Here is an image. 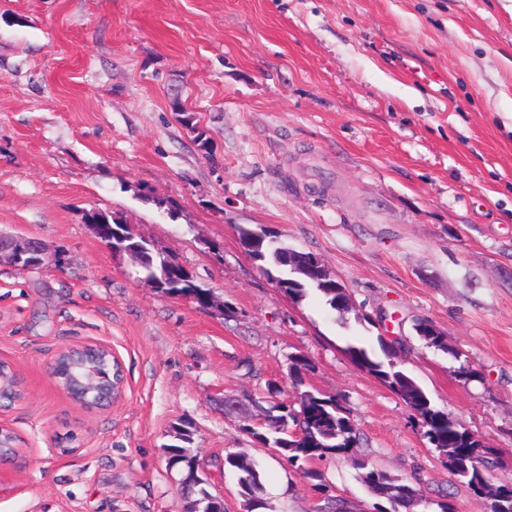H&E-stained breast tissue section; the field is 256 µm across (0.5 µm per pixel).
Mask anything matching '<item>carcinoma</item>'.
<instances>
[{
  "label": "carcinoma",
  "instance_id": "1",
  "mask_svg": "<svg viewBox=\"0 0 512 512\" xmlns=\"http://www.w3.org/2000/svg\"><path fill=\"white\" fill-rule=\"evenodd\" d=\"M83 223L110 225L115 245L143 258L141 271L160 282L164 295L184 297L195 293L192 285L196 281L170 280L163 256L154 252L147 240L136 234L123 216L99 210L83 214ZM237 233L245 251L254 260L261 262L260 269L267 278L295 301L300 302L313 294L324 300L341 318L349 311V308L339 305L337 289L331 287L329 278L307 265L305 258L309 254L299 253L297 262L290 266L279 252L284 244L269 231L239 225ZM416 333L426 347L442 351L456 360L460 359L459 354L448 346L443 333L431 321L419 320ZM377 344L375 348L352 339L346 342L344 352L358 369L376 377L418 413L420 421L433 431L437 439L435 450L450 457L457 456L456 467L451 469V473L471 492H476L477 486L490 475L493 467L490 459L492 450L484 447L479 451V458L472 459L471 452L477 443L465 434L450 430L448 415L433 404L425 390L410 375L392 362V358L399 352L394 344L386 342L382 337L378 338ZM314 368L308 356L302 353L294 355V363L288 365L294 403L283 400L280 402L281 413L264 423H245L240 426V430L259 443L278 444L279 458L298 471L318 494V503L313 506L314 512H350L346 501L330 494L327 475L312 467L311 462L341 454L347 448L357 446L359 433L344 399L326 395L307 385V375ZM114 373L115 361L108 350L87 347L71 359L60 360L57 382L64 387L74 386L80 381L90 382L96 391L108 393L112 391ZM15 386L10 368L0 362V387L3 388L5 402L8 404L17 398ZM280 394L279 388L269 386L267 393L261 396L243 393L241 397L252 401L260 416L270 409L271 400L279 398ZM194 442L195 432L176 433L174 442L167 446L168 461L184 471L201 464V460L188 455ZM19 443L20 438L13 432L0 436V456L18 453ZM222 467L239 475L245 484L241 493L251 503L252 512L266 508L262 496L261 472L255 459L241 451L227 450ZM374 475L389 488L398 489L407 484V479L391 475L372 461L365 467H359V477L364 485H369Z\"/></svg>",
  "mask_w": 512,
  "mask_h": 512
}]
</instances>
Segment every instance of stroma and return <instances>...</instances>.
I'll return each mask as SVG.
<instances>
[{
  "label": "stroma",
  "instance_id": "1",
  "mask_svg": "<svg viewBox=\"0 0 512 512\" xmlns=\"http://www.w3.org/2000/svg\"><path fill=\"white\" fill-rule=\"evenodd\" d=\"M176 94L208 151L176 120ZM91 208L175 254L223 313L144 283L84 224ZM239 224L320 258L381 325L294 303ZM0 232L59 259L0 266V362L24 391L0 409L23 440L0 464V512H186L164 456L184 420L224 512H242L215 464L229 448L259 462L268 512H312L316 493L221 403L288 387L298 352L316 365L309 385L345 395L359 454L484 512L411 409L344 354L381 334L512 481V0H0ZM420 319L479 380L418 340ZM78 345L121 366L108 408L76 404L46 372ZM319 466L370 512L353 456Z\"/></svg>",
  "mask_w": 512,
  "mask_h": 512
}]
</instances>
